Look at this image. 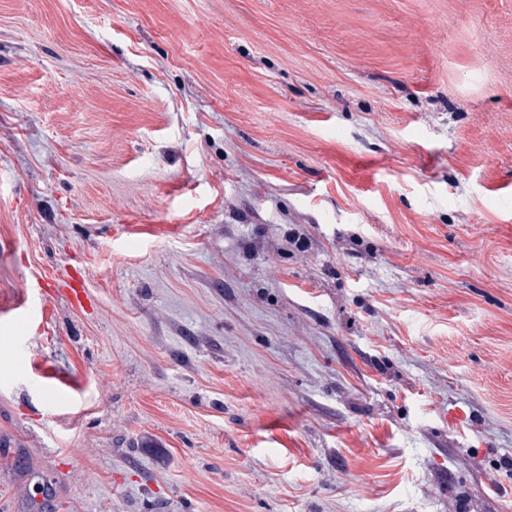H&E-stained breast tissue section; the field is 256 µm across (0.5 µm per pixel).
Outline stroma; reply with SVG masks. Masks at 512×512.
<instances>
[{
    "mask_svg": "<svg viewBox=\"0 0 512 512\" xmlns=\"http://www.w3.org/2000/svg\"><path fill=\"white\" fill-rule=\"evenodd\" d=\"M0 499L512 512V0H0ZM63 282L66 290L64 291L66 297L69 299L71 305H81L86 298L85 280L82 275V267L79 259L74 257L71 262L64 267L56 268L36 279V284L30 286L32 294L41 302L44 301L48 295L45 289L50 282Z\"/></svg>",
    "mask_w": 512,
    "mask_h": 512,
    "instance_id": "1",
    "label": "stroma"
}]
</instances>
